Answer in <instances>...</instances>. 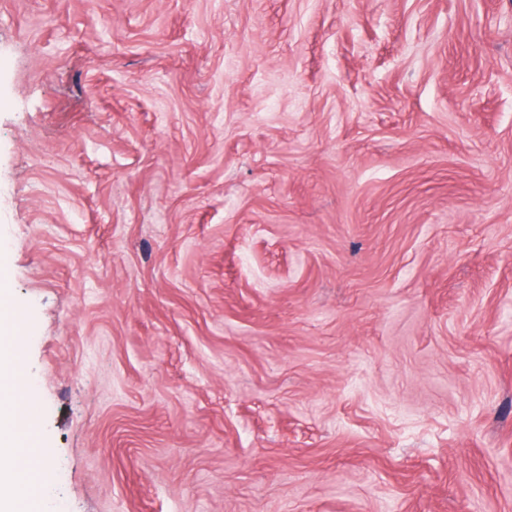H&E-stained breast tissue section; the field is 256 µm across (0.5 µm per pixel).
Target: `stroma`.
Returning <instances> with one entry per match:
<instances>
[{
  "instance_id": "35a3bbf8",
  "label": "stroma",
  "mask_w": 512,
  "mask_h": 512,
  "mask_svg": "<svg viewBox=\"0 0 512 512\" xmlns=\"http://www.w3.org/2000/svg\"><path fill=\"white\" fill-rule=\"evenodd\" d=\"M0 286L50 512H512V0H0Z\"/></svg>"
}]
</instances>
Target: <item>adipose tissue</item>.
<instances>
[{
    "label": "adipose tissue",
    "instance_id": "ef3b65f1",
    "mask_svg": "<svg viewBox=\"0 0 512 512\" xmlns=\"http://www.w3.org/2000/svg\"><path fill=\"white\" fill-rule=\"evenodd\" d=\"M16 352L0 350V512H31L33 504L17 495L16 485L28 480L33 491L47 485L48 470L45 460H38L33 477H25L15 467L18 451L33 455V448L23 447L21 435L29 431L23 407L24 395L19 392L16 374Z\"/></svg>",
    "mask_w": 512,
    "mask_h": 512
}]
</instances>
